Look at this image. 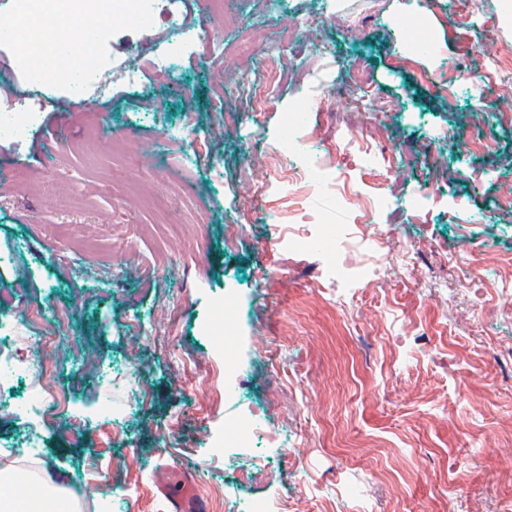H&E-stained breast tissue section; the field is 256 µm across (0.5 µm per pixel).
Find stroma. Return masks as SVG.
<instances>
[{
    "label": "stroma",
    "instance_id": "obj_1",
    "mask_svg": "<svg viewBox=\"0 0 512 512\" xmlns=\"http://www.w3.org/2000/svg\"><path fill=\"white\" fill-rule=\"evenodd\" d=\"M174 82L84 106L50 92L0 138V290L71 399L39 432L28 371L0 392V470H48L77 512H168L151 474L190 471L206 512H512V116L448 0H253L213 19ZM356 22L347 32L342 19ZM307 23L295 46L275 25ZM248 31L241 70L207 45ZM433 49L404 56L417 31ZM283 70L263 102L240 79ZM384 112L343 108L339 64ZM327 85L304 117L328 179L282 148L295 73ZM486 118L472 126L474 105ZM479 137L490 152L461 143ZM365 196L389 201L372 222ZM389 245L378 249L380 234ZM427 277L418 281L415 269ZM232 295L237 327L205 329ZM236 369L224 375V360ZM112 415H104V398ZM254 428L224 445V426ZM38 437V457L21 455Z\"/></svg>",
    "mask_w": 512,
    "mask_h": 512
}]
</instances>
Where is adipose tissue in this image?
I'll return each mask as SVG.
<instances>
[{"instance_id": "obj_1", "label": "adipose tissue", "mask_w": 512, "mask_h": 512, "mask_svg": "<svg viewBox=\"0 0 512 512\" xmlns=\"http://www.w3.org/2000/svg\"><path fill=\"white\" fill-rule=\"evenodd\" d=\"M18 468L0 472V512H70L72 505L53 485Z\"/></svg>"}]
</instances>
